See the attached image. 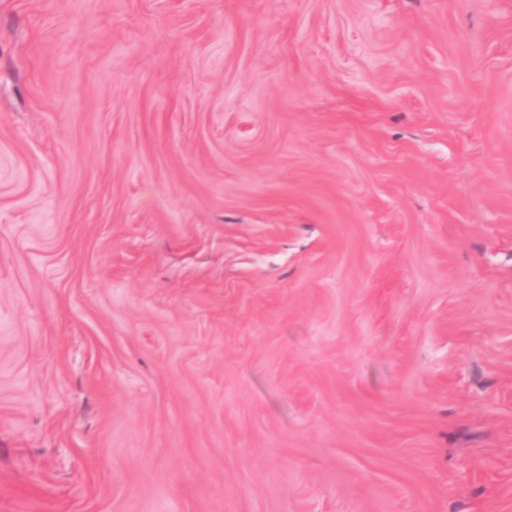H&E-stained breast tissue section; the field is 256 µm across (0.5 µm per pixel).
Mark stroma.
Segmentation results:
<instances>
[{
    "label": "stroma",
    "instance_id": "1",
    "mask_svg": "<svg viewBox=\"0 0 512 512\" xmlns=\"http://www.w3.org/2000/svg\"><path fill=\"white\" fill-rule=\"evenodd\" d=\"M0 512H512V0H0Z\"/></svg>",
    "mask_w": 512,
    "mask_h": 512
}]
</instances>
